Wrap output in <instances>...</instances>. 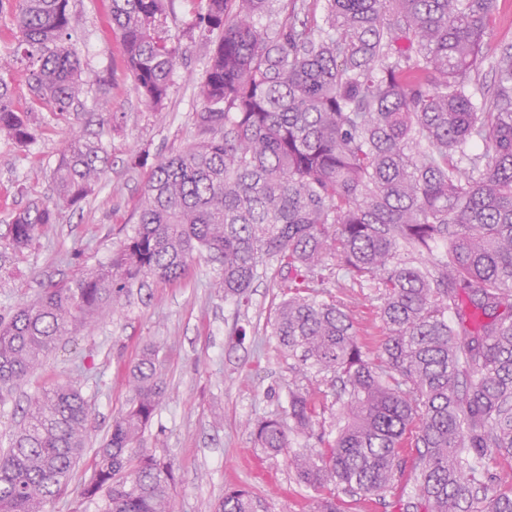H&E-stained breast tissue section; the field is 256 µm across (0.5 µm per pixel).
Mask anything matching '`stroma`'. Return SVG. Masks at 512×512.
Wrapping results in <instances>:
<instances>
[{
	"instance_id": "1",
	"label": "stroma",
	"mask_w": 512,
	"mask_h": 512,
	"mask_svg": "<svg viewBox=\"0 0 512 512\" xmlns=\"http://www.w3.org/2000/svg\"><path fill=\"white\" fill-rule=\"evenodd\" d=\"M77 19L70 45L87 81L79 118L90 133L111 144V165L95 193L77 207L61 209L56 223L40 228L33 243L13 254L6 238L13 215L54 196L52 171L68 128L40 112L38 132L26 147L0 135V317L38 298L51 285L80 269L109 261L132 234L137 204L157 158L184 151L198 139L195 114L201 104L192 82L203 72L212 48L190 29V0H172L163 35L179 42L182 57L175 84L162 109L142 103L124 66L120 39L110 28L109 0H70ZM109 100L115 127L100 126L96 113ZM217 262L193 254L180 281L156 277L134 284L121 307H104L91 326L59 341L42 366L0 402V449L19 429L30 398L58 385L78 389L88 407L85 451L65 494L47 512H100L82 495L93 474L92 461L112 422L129 406V367L145 345L158 350L166 393L140 445L169 461L175 473V512H216L224 491L250 488L264 512H312L315 492L300 482L289 459L309 453L314 440L290 435L287 452L259 448L255 425L286 420L289 390L310 391L321 428L336 427V405L329 377L300 373L272 334L284 285L271 276L257 278L244 300L224 298L211 288ZM319 300L347 305L361 340L375 346L382 338L377 294L337 269L329 260Z\"/></svg>"
}]
</instances>
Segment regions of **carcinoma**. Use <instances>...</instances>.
Instances as JSON below:
<instances>
[{
  "mask_svg": "<svg viewBox=\"0 0 512 512\" xmlns=\"http://www.w3.org/2000/svg\"><path fill=\"white\" fill-rule=\"evenodd\" d=\"M69 2L0 0L28 60L22 108L0 57V134L19 147L35 139L36 109L65 119L84 93ZM196 2L194 24L217 34L197 82L201 139L154 164L138 225L107 263L0 323V401L133 281H177L205 252L221 263L213 287L241 300L272 260L274 275H288L273 336L300 366L340 383L336 434L292 460L320 493L314 512H344L324 493L331 484L390 494L399 512H512V46L490 60L491 95L475 79L494 0ZM166 4L110 0L128 71L156 112L179 58L159 35ZM110 159L102 139L70 133L56 198L16 215L13 252L59 207L85 201ZM333 257L379 295L373 348L347 309L309 294ZM156 356L147 347L130 369V407L83 485L100 512H173L171 463L136 447L166 390ZM318 416L310 394L290 393L292 430L313 433ZM87 420L72 386L30 400L0 453V512H45L67 489ZM255 438L267 453L289 445L276 419L259 422ZM260 508L231 488L218 512Z\"/></svg>",
  "mask_w": 512,
  "mask_h": 512,
  "instance_id": "1",
  "label": "carcinoma"
}]
</instances>
